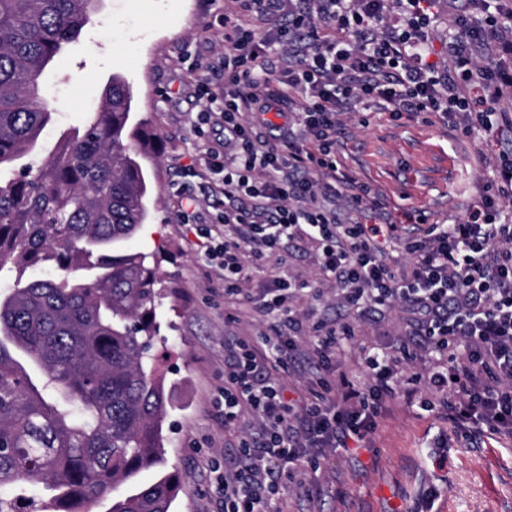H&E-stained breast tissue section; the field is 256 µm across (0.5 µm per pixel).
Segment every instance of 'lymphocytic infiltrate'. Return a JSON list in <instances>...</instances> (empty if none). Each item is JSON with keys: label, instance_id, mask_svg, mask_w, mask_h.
Returning <instances> with one entry per match:
<instances>
[{"label": "lymphocytic infiltrate", "instance_id": "lymphocytic-infiltrate-1", "mask_svg": "<svg viewBox=\"0 0 512 512\" xmlns=\"http://www.w3.org/2000/svg\"><path fill=\"white\" fill-rule=\"evenodd\" d=\"M224 16V54L212 67L224 82L197 87L204 127L224 128L186 176L181 223L203 238L208 262L224 272V294L252 304L268 322L262 345L239 340L224 365V417H250L242 465L224 476V512H259L279 492V467L300 471L336 448H364L398 396L441 407L456 427L512 440V149L499 153L490 183L453 224H421L403 234L392 223L366 224L364 187H347L336 136L349 107L374 98L392 112H425L444 123L492 132L496 104L512 98V0H461L448 36V67L434 59L437 0H235ZM293 109L292 123H270L271 104ZM223 209L203 220L199 198ZM314 249L323 278L350 318L302 320L292 302L302 281L272 276L245 291L246 255H278L283 240ZM399 308L411 330L391 350L367 347L365 383L338 351L356 324ZM316 365L310 384L278 377L300 354Z\"/></svg>", "mask_w": 512, "mask_h": 512}]
</instances>
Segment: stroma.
Returning a JSON list of instances; mask_svg holds the SVG:
<instances>
[{
  "label": "stroma",
  "mask_w": 512,
  "mask_h": 512,
  "mask_svg": "<svg viewBox=\"0 0 512 512\" xmlns=\"http://www.w3.org/2000/svg\"><path fill=\"white\" fill-rule=\"evenodd\" d=\"M98 23L86 27L42 75L45 95L59 124L42 135L51 151L59 132L82 126L112 74H122L135 92L136 118L149 119L161 137L155 169L158 208L132 252L154 254L160 283L156 321L167 343L162 350L172 409L166 426L167 466L177 472L178 494L171 512H224L218 479L239 461V441L248 424L224 419V345L237 336H256L265 324L259 313L224 295V273L207 265L197 240L176 218L182 169L201 141L192 125L202 105L194 85L224 51L218 24L224 0H100ZM135 42L137 56L124 52ZM379 100L356 106L337 138L341 172L367 186L392 222L405 227L426 219L450 224L464 218L488 186L493 157L512 130L497 139L464 133L424 115L392 114ZM288 273L307 280L310 290L293 306L328 323L342 317L332 290L322 284L309 249L288 246ZM402 316L387 313L363 323L340 358L356 381H365L361 347L395 345ZM448 437V458L436 465L433 449ZM440 495L434 512H512V444L473 438L419 405L398 399L381 420L369 447L336 449L319 469L287 479L276 512H419L429 487Z\"/></svg>",
  "instance_id": "obj_1"
}]
</instances>
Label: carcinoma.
<instances>
[{
  "mask_svg": "<svg viewBox=\"0 0 512 512\" xmlns=\"http://www.w3.org/2000/svg\"><path fill=\"white\" fill-rule=\"evenodd\" d=\"M99 0H0V489L53 492L58 512H170L168 473L126 495L138 473L167 464L169 395L154 341L158 278L119 245L149 221L156 134L132 122L135 95L113 74L99 111L62 132L42 72L92 19ZM53 267L51 280L26 278Z\"/></svg>",
  "mask_w": 512,
  "mask_h": 512,
  "instance_id": "obj_1",
  "label": "carcinoma"
}]
</instances>
